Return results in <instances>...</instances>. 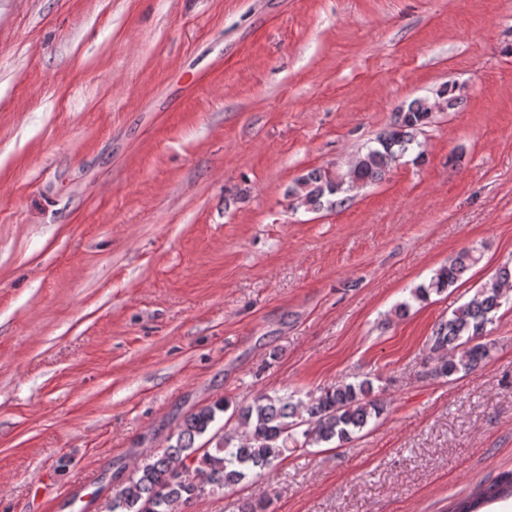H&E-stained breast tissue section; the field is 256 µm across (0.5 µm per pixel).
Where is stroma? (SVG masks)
Wrapping results in <instances>:
<instances>
[{"mask_svg":"<svg viewBox=\"0 0 512 512\" xmlns=\"http://www.w3.org/2000/svg\"><path fill=\"white\" fill-rule=\"evenodd\" d=\"M449 83L422 159L292 206ZM507 263L512 0H0V512H110L191 409L365 376L348 444L189 512H447L512 470V308L469 373L425 345ZM477 251L474 247L462 249L448 260V263L435 269L427 284H420L413 288L410 291L411 299L424 302L430 298L431 294H440L456 285L479 262L481 255L477 256Z\"/></svg>","mask_w":512,"mask_h":512,"instance_id":"stroma-1","label":"stroma"}]
</instances>
